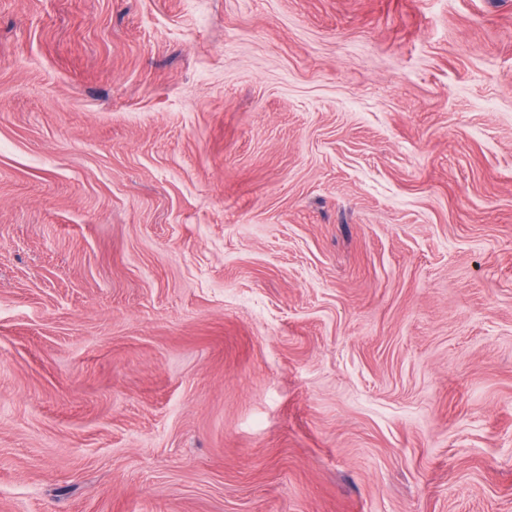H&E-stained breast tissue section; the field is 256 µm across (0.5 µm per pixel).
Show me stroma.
<instances>
[{"label": "stroma", "mask_w": 512, "mask_h": 512, "mask_svg": "<svg viewBox=\"0 0 512 512\" xmlns=\"http://www.w3.org/2000/svg\"><path fill=\"white\" fill-rule=\"evenodd\" d=\"M0 512H512V0H0Z\"/></svg>", "instance_id": "obj_1"}]
</instances>
